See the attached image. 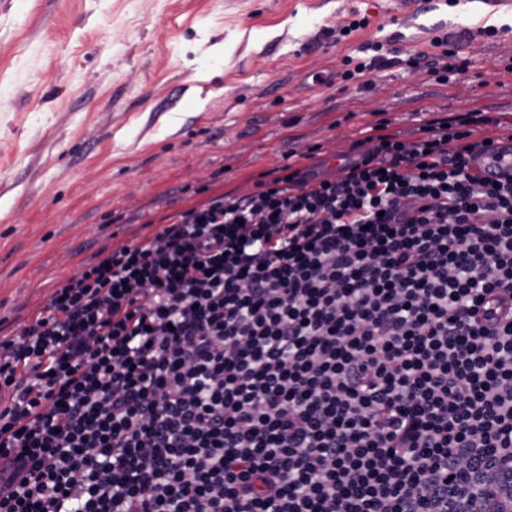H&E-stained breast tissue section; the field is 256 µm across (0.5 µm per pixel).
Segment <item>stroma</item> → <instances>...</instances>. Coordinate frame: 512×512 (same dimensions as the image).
<instances>
[{"mask_svg":"<svg viewBox=\"0 0 512 512\" xmlns=\"http://www.w3.org/2000/svg\"><path fill=\"white\" fill-rule=\"evenodd\" d=\"M438 32L469 62L445 83ZM467 109L512 133V0H0V340L176 211Z\"/></svg>","mask_w":512,"mask_h":512,"instance_id":"obj_1","label":"stroma"}]
</instances>
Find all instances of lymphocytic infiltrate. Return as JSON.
Wrapping results in <instances>:
<instances>
[{"label": "lymphocytic infiltrate", "mask_w": 512, "mask_h": 512, "mask_svg": "<svg viewBox=\"0 0 512 512\" xmlns=\"http://www.w3.org/2000/svg\"><path fill=\"white\" fill-rule=\"evenodd\" d=\"M469 116L175 213L0 341V512H512V177ZM471 168L495 178L512 175V141H503L486 150L480 148L472 157Z\"/></svg>", "instance_id": "f902f5d3"}]
</instances>
